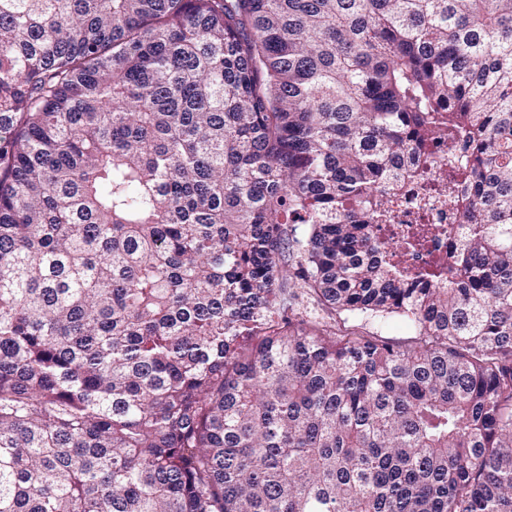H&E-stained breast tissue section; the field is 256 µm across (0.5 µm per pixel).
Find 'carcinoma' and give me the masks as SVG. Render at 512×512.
Instances as JSON below:
<instances>
[{
    "instance_id": "cac0c4a2",
    "label": "carcinoma",
    "mask_w": 512,
    "mask_h": 512,
    "mask_svg": "<svg viewBox=\"0 0 512 512\" xmlns=\"http://www.w3.org/2000/svg\"><path fill=\"white\" fill-rule=\"evenodd\" d=\"M0 512H512V0H0ZM429 178L424 183L407 184L402 198L393 204L391 229L398 234L423 236L422 249L407 255L409 270H418L438 259L451 261L448 244L456 243L461 234L462 216L448 199V139L435 135L427 146ZM437 226L435 231L433 226ZM432 230V231H431ZM434 233L436 235H434ZM449 237V238H448ZM366 328L393 342H402L414 335L413 327L400 317L367 323Z\"/></svg>"
}]
</instances>
